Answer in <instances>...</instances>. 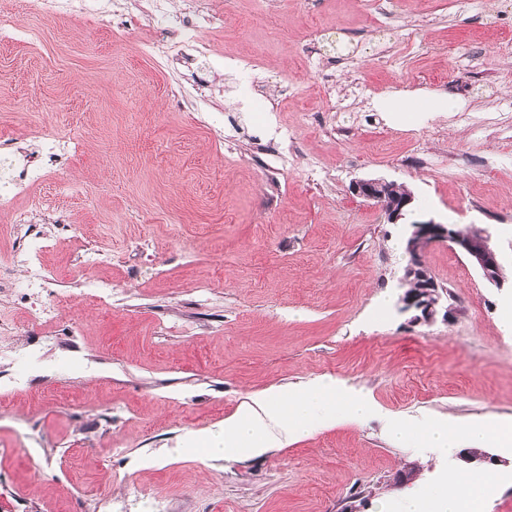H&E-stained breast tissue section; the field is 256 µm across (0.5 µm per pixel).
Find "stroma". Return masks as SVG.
Returning <instances> with one entry per match:
<instances>
[{
    "label": "stroma",
    "instance_id": "stroma-1",
    "mask_svg": "<svg viewBox=\"0 0 512 512\" xmlns=\"http://www.w3.org/2000/svg\"><path fill=\"white\" fill-rule=\"evenodd\" d=\"M378 2L200 0L198 19L170 0L161 20L150 0H109L104 19L48 21L0 0V128L23 154L43 131L76 145L17 206L82 229L44 257L57 292L80 244L111 253L121 289L111 312L83 306L71 362L40 348L10 367L31 385L0 395V512H88L100 495L112 512H342L356 491V512H398L452 468L497 472L481 512H512V447L469 464L385 422L512 425V0ZM151 41L210 51L161 58ZM271 125L283 153L260 151ZM361 179L411 191L405 223L353 195ZM428 220L487 228L505 284L429 245L453 312L418 324L402 244ZM323 375L382 417L249 459L190 447L254 393Z\"/></svg>",
    "mask_w": 512,
    "mask_h": 512
}]
</instances>
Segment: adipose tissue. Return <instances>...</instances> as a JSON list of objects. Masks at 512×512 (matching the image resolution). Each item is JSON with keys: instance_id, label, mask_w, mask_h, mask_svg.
<instances>
[{"instance_id": "adipose-tissue-1", "label": "adipose tissue", "mask_w": 512, "mask_h": 512, "mask_svg": "<svg viewBox=\"0 0 512 512\" xmlns=\"http://www.w3.org/2000/svg\"><path fill=\"white\" fill-rule=\"evenodd\" d=\"M377 412L368 396L324 376L302 390L276 388L251 396L235 414L225 418L222 431H206L192 437L191 443L205 447L211 455L251 458L286 447L297 437L341 419L362 420ZM419 434L429 447L447 457L458 449L483 448L498 439L512 442V429L488 422L431 423L421 427ZM475 493L463 473L452 470L442 484L407 499L402 512H424L429 503L437 505L439 512H466Z\"/></svg>"}]
</instances>
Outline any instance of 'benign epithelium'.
Returning a JSON list of instances; mask_svg holds the SVG:
<instances>
[{
    "instance_id": "obj_1",
    "label": "benign epithelium",
    "mask_w": 512,
    "mask_h": 512,
    "mask_svg": "<svg viewBox=\"0 0 512 512\" xmlns=\"http://www.w3.org/2000/svg\"><path fill=\"white\" fill-rule=\"evenodd\" d=\"M385 185L384 180H358L352 184L351 192L379 205L386 215L387 222L397 224L404 217V211L413 206L415 198L410 192L403 196L389 195L383 190ZM480 236L481 244L475 247L471 240L458 235L450 224L430 220L412 225V232L408 238V251L412 255L409 270L413 273L420 272L421 287L415 293L401 296L400 303L403 309L417 312L414 321L430 323L434 321L439 311H444L446 316L452 312V306L448 304L447 290L424 272L426 264L422 259V252L430 244L448 243L452 248L465 254L488 283L497 288L503 287L504 280L499 274V256L492 246L491 234L487 230H482Z\"/></svg>"
}]
</instances>
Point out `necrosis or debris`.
Here are the masks:
<instances>
[{"label": "necrosis or debris", "instance_id": "1", "mask_svg": "<svg viewBox=\"0 0 512 512\" xmlns=\"http://www.w3.org/2000/svg\"><path fill=\"white\" fill-rule=\"evenodd\" d=\"M42 153L43 160L24 161L17 169L14 176L17 191L45 181L51 168L66 160L68 147L64 140L48 135ZM0 210L15 215V222L9 227L13 253L0 257V297L10 298L18 309L17 314L9 317L0 314V334L12 337L11 343L0 344L1 367L14 364L26 352L25 338L32 331H40L45 339L61 334L76 335L75 325L80 315L72 310L65 297L53 293L55 280L43 261L49 238L39 225L29 223L24 213L17 211L14 197L0 195ZM111 263V254L104 250L87 249L81 253L71 272L81 300L111 309L116 286L111 279L96 274L97 269Z\"/></svg>", "mask_w": 512, "mask_h": 512}]
</instances>
